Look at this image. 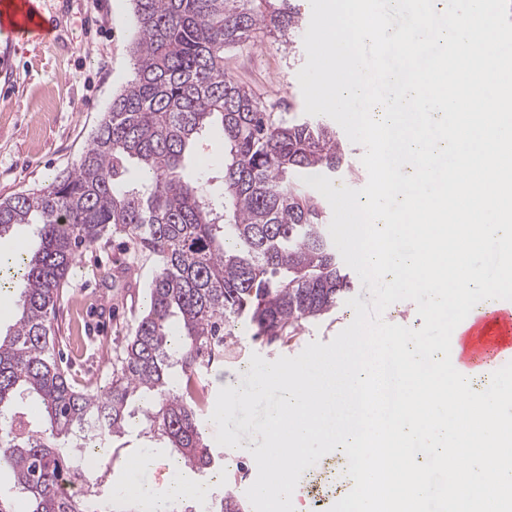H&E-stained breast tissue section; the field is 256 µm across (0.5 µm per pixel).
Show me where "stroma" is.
Wrapping results in <instances>:
<instances>
[{
    "mask_svg": "<svg viewBox=\"0 0 512 512\" xmlns=\"http://www.w3.org/2000/svg\"><path fill=\"white\" fill-rule=\"evenodd\" d=\"M44 8L55 16V33L47 39L14 38L8 68L0 72V199L42 187L72 166L113 96L134 77L131 0H45ZM306 61V53L288 57L272 38L261 36L255 45L225 52L224 69L267 107L301 117L305 111L297 73ZM156 270L153 261L110 239L79 250L54 320L55 351L75 389L101 388L110 381L112 364L147 304ZM353 319V309L339 303L330 314L303 322L284 345L253 341L249 325L238 323L223 360L213 363L196 384L212 398L221 388H242L252 355L268 361L297 356L312 341L329 343ZM243 417V411H235L228 423L238 433V448H213L223 457L224 470L208 492L212 501L228 491L245 498L257 477L251 452L264 438L254 430L238 429ZM147 448L159 462L140 480L164 484L168 448L134 428L121 437L116 455L100 462L108 471L102 488L113 499H122L121 488L130 481L125 459Z\"/></svg>",
    "mask_w": 512,
    "mask_h": 512,
    "instance_id": "35a3bbf8",
    "label": "stroma"
}]
</instances>
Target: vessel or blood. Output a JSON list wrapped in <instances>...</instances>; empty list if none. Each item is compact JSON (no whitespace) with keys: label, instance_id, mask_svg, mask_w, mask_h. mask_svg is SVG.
<instances>
[{"label":"vessel or blood","instance_id":"vessel-or-blood-1","mask_svg":"<svg viewBox=\"0 0 512 512\" xmlns=\"http://www.w3.org/2000/svg\"><path fill=\"white\" fill-rule=\"evenodd\" d=\"M38 14L34 24H27L24 16L15 21L0 18V33L15 37L27 33L48 37L52 34L51 21L39 12L40 0H27ZM453 341L459 369L500 368L512 362V301H502L500 307H476L454 329Z\"/></svg>","mask_w":512,"mask_h":512}]
</instances>
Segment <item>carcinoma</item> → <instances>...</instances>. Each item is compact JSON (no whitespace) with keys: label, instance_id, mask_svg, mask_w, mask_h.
Here are the masks:
<instances>
[{"label":"carcinoma","instance_id":"cac0c4a2","mask_svg":"<svg viewBox=\"0 0 512 512\" xmlns=\"http://www.w3.org/2000/svg\"><path fill=\"white\" fill-rule=\"evenodd\" d=\"M135 76L112 98L87 149L47 185L0 200V237L37 226V246L0 259V290L19 292L0 330V449L14 482L0 512H137L99 492L79 468L75 433L111 441L141 424L192 469L214 461L193 393L240 321L253 338L286 342L336 308L349 275L326 232L325 205L302 177L347 164L336 128L288 118L224 71L225 51L257 31L296 52V0H132ZM222 142L224 165L202 185L192 145ZM120 237L155 259L149 302L103 389L75 390L55 353L56 306L82 246ZM36 405L40 417L29 415ZM79 470L87 498L58 491Z\"/></svg>","mask_w":512,"mask_h":512}]
</instances>
